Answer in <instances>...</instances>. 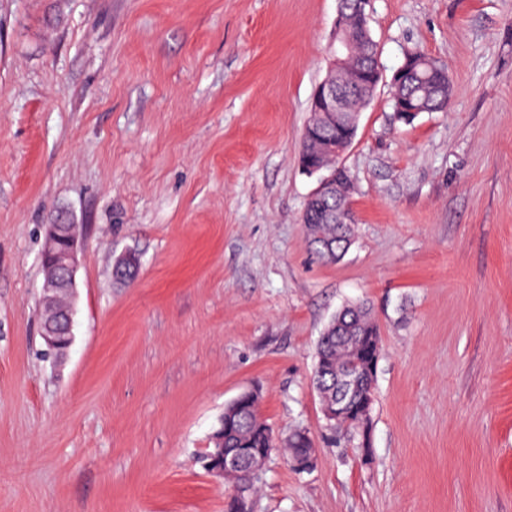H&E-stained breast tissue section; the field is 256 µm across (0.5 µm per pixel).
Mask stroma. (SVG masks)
<instances>
[{
	"instance_id": "stroma-1",
	"label": "stroma",
	"mask_w": 512,
	"mask_h": 512,
	"mask_svg": "<svg viewBox=\"0 0 512 512\" xmlns=\"http://www.w3.org/2000/svg\"><path fill=\"white\" fill-rule=\"evenodd\" d=\"M338 0H0V512H225L205 458L242 391L274 450L252 512H512V0H369L383 75L340 160L355 239L317 261L299 154ZM447 111L399 121L410 53ZM78 225L74 340L40 336L49 224ZM137 276L119 281L126 253ZM380 329L365 432L317 340ZM339 316L341 318L340 329L334 333H326L324 330L317 344V354L322 356L323 369L318 365L314 367V385L319 399L326 402H334L336 408L321 407L326 420H338L348 413L349 405L353 397L351 379H345L340 389L342 379L349 371V366L354 364L351 372L357 373L361 378L360 394H365L371 401V408L375 397V378L377 366L372 370L364 363L361 352L370 344H379L380 333L378 325L372 316L367 304H349L344 306ZM349 377L347 373L346 377ZM368 419H363L357 410L349 417L342 418L334 427H346L351 430H363Z\"/></svg>"
}]
</instances>
